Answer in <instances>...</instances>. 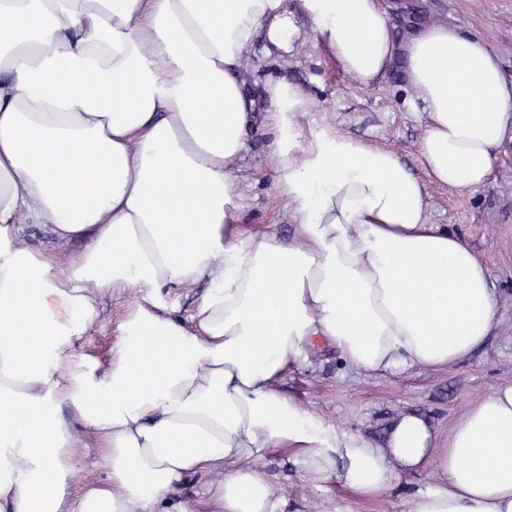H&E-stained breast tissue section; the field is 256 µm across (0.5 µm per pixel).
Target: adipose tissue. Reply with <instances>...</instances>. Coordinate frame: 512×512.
I'll return each instance as SVG.
<instances>
[{
    "label": "adipose tissue",
    "instance_id": "adipose-tissue-1",
    "mask_svg": "<svg viewBox=\"0 0 512 512\" xmlns=\"http://www.w3.org/2000/svg\"><path fill=\"white\" fill-rule=\"evenodd\" d=\"M260 33L286 54L314 34L364 86L400 63L438 184L484 185L512 137V79L489 45L443 24L396 37L384 0H0V512H285L254 464L277 449L319 489L377 497L433 464L440 484L408 512H512V383L443 447L421 415L378 445L278 392L317 339L368 372L454 365L497 301L394 152L303 136L298 84L246 94ZM259 116L296 243L242 226L237 166ZM31 225L55 249L32 246ZM203 281L178 316L172 291ZM114 296L128 302L99 360L80 345ZM88 437L107 479L76 489Z\"/></svg>",
    "mask_w": 512,
    "mask_h": 512
}]
</instances>
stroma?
<instances>
[{
    "label": "stroma",
    "instance_id": "stroma-1",
    "mask_svg": "<svg viewBox=\"0 0 512 512\" xmlns=\"http://www.w3.org/2000/svg\"><path fill=\"white\" fill-rule=\"evenodd\" d=\"M397 31L428 23H445L486 41L506 77L512 79V0H385ZM260 38L247 50L242 76L248 94L261 93L267 80L301 85L313 106L299 115L303 130H327L389 149L425 185L431 223L459 231L489 267L498 300L493 329L485 343L459 364L440 371L419 367L401 373H367L349 366L334 347L305 352L289 368L279 390L304 409L342 432L380 442L389 422L403 412L432 418L440 440L478 400L512 382V143L501 148L488 182L457 191L430 180L418 158L423 122L408 105L399 68L376 84L361 86L347 78L331 56L308 36L293 53H269ZM241 163L246 226L274 225L281 237L298 241L299 229L287 218L289 203L281 194L262 125L246 134ZM256 465L287 497L288 512H408L409 493L435 487L440 477L427 468L402 479L379 498L354 494L339 481L317 489L301 475L293 452L265 453Z\"/></svg>",
    "mask_w": 512,
    "mask_h": 512
}]
</instances>
